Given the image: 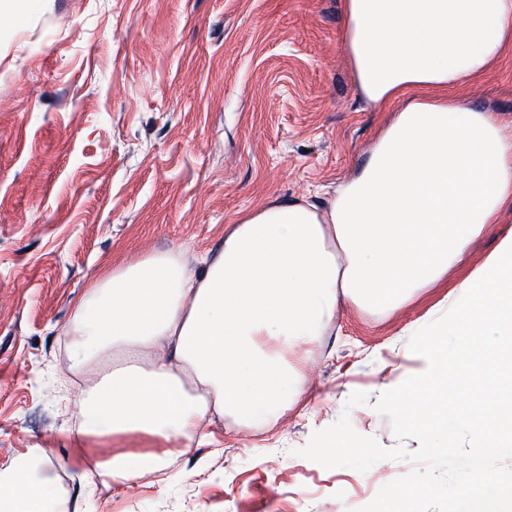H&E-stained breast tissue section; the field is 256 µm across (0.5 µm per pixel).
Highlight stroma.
<instances>
[{"mask_svg": "<svg viewBox=\"0 0 512 512\" xmlns=\"http://www.w3.org/2000/svg\"><path fill=\"white\" fill-rule=\"evenodd\" d=\"M339 0H17L0 12V465L54 449L67 512H356L418 462L366 472L299 456L348 413L386 448L397 440L376 405L419 374L408 343L457 301L455 287L512 232L488 225L448 283L397 311L341 303L315 349L297 403L212 443L167 446L146 435L116 452L170 450L164 481L86 489L89 444L67 432L92 386L71 368L65 331L103 268L151 251L217 249L224 230L268 200L334 196L368 162L381 125L342 47ZM512 125V51L456 88ZM366 395L347 407L351 394Z\"/></svg>", "mask_w": 512, "mask_h": 512, "instance_id": "1", "label": "stroma"}]
</instances>
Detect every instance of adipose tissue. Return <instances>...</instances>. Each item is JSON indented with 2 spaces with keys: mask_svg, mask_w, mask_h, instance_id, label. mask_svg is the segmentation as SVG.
<instances>
[{
  "mask_svg": "<svg viewBox=\"0 0 512 512\" xmlns=\"http://www.w3.org/2000/svg\"><path fill=\"white\" fill-rule=\"evenodd\" d=\"M343 47L365 105L392 112L367 165L327 207L266 204L237 219L190 271L153 251L103 272L77 303L72 367L91 375L86 438L202 443L207 416L288 410V384L340 301L399 309L435 288L512 209V134L451 96L512 50V0H342ZM52 451L0 468V512H51ZM166 457L98 458L89 479L125 489Z\"/></svg>",
  "mask_w": 512,
  "mask_h": 512,
  "instance_id": "1",
  "label": "adipose tissue"
}]
</instances>
